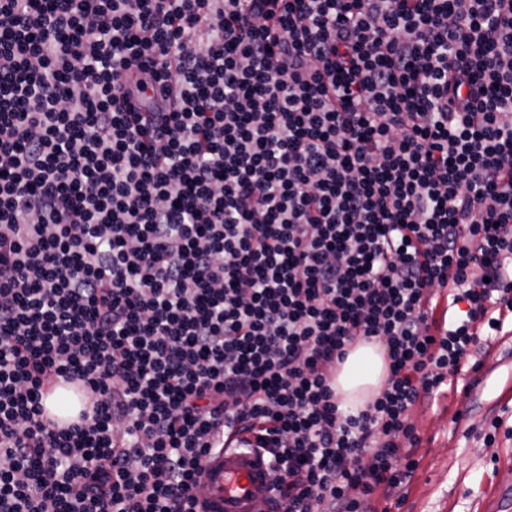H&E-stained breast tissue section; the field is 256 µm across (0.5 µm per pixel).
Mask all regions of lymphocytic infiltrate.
Returning <instances> with one entry per match:
<instances>
[{
    "label": "lymphocytic infiltrate",
    "mask_w": 512,
    "mask_h": 512,
    "mask_svg": "<svg viewBox=\"0 0 512 512\" xmlns=\"http://www.w3.org/2000/svg\"><path fill=\"white\" fill-rule=\"evenodd\" d=\"M499 308L512 0H0V512H201L227 424L286 512H378ZM336 394L342 408L357 409L382 388L388 373L384 347L375 341H361L337 366ZM73 384L79 385H64L62 388L66 390L72 391L78 398L80 403H76L71 399V396L68 392H66L62 388L56 389L53 394H50L46 399L47 408H63L70 415L75 416L78 405L80 407L79 413L77 417H72L67 415L65 417L55 415L54 412L48 411L45 406L44 412V422L47 425H50L52 428L56 430H61L69 427L72 423L77 421L80 415L89 409L90 405V396L88 390L78 381H74ZM81 386V387H80Z\"/></svg>",
    "instance_id": "obj_1"
}]
</instances>
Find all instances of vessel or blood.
Wrapping results in <instances>:
<instances>
[{
    "label": "vessel or blood",
    "mask_w": 512,
    "mask_h": 512,
    "mask_svg": "<svg viewBox=\"0 0 512 512\" xmlns=\"http://www.w3.org/2000/svg\"><path fill=\"white\" fill-rule=\"evenodd\" d=\"M206 486L203 512H253L259 501L271 500L272 468L262 449L248 435L225 433L218 449L203 464ZM486 512H512V466L501 485L487 497Z\"/></svg>",
    "instance_id": "b4317fda"
}]
</instances>
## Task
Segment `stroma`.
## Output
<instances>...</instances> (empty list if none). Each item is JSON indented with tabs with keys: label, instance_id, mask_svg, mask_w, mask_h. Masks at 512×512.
Instances as JSON below:
<instances>
[{
	"label": "stroma",
	"instance_id": "1",
	"mask_svg": "<svg viewBox=\"0 0 512 512\" xmlns=\"http://www.w3.org/2000/svg\"><path fill=\"white\" fill-rule=\"evenodd\" d=\"M502 328L473 351L445 393L412 409L420 442L410 454L418 466L398 489L403 503L395 512H483L486 492L501 484L503 461L512 456V398L504 393L512 383V317Z\"/></svg>",
	"mask_w": 512,
	"mask_h": 512
}]
</instances>
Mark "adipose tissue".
I'll use <instances>...</instances> for the list:
<instances>
[{"label": "adipose tissue", "instance_id": "ef3b65f1", "mask_svg": "<svg viewBox=\"0 0 512 512\" xmlns=\"http://www.w3.org/2000/svg\"><path fill=\"white\" fill-rule=\"evenodd\" d=\"M388 373L383 346L363 341L352 347L338 366L336 394L343 407L357 409L382 388Z\"/></svg>", "mask_w": 512, "mask_h": 512}]
</instances>
